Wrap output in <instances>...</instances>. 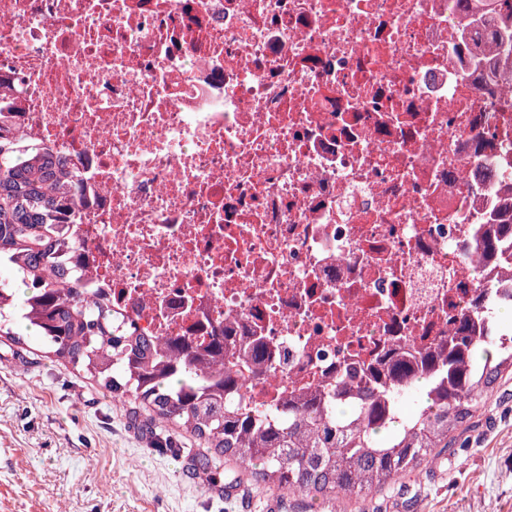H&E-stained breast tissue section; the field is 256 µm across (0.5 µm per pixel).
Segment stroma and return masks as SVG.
Instances as JSON below:
<instances>
[{
  "mask_svg": "<svg viewBox=\"0 0 512 512\" xmlns=\"http://www.w3.org/2000/svg\"><path fill=\"white\" fill-rule=\"evenodd\" d=\"M0 337V512H512V379L493 391L449 448L361 499H310L270 488L194 441L158 443L79 367L17 325ZM232 481L227 497L186 463Z\"/></svg>",
  "mask_w": 512,
  "mask_h": 512,
  "instance_id": "stroma-1",
  "label": "stroma"
}]
</instances>
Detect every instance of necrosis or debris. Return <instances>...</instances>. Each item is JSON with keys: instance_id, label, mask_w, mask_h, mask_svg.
<instances>
[{"instance_id": "1", "label": "necrosis or debris", "mask_w": 512, "mask_h": 512, "mask_svg": "<svg viewBox=\"0 0 512 512\" xmlns=\"http://www.w3.org/2000/svg\"><path fill=\"white\" fill-rule=\"evenodd\" d=\"M448 0H0V112L83 181L85 297L140 331L265 341L242 402L351 401L512 306V38ZM490 167L494 178H480ZM498 251L478 252L486 236Z\"/></svg>"}]
</instances>
